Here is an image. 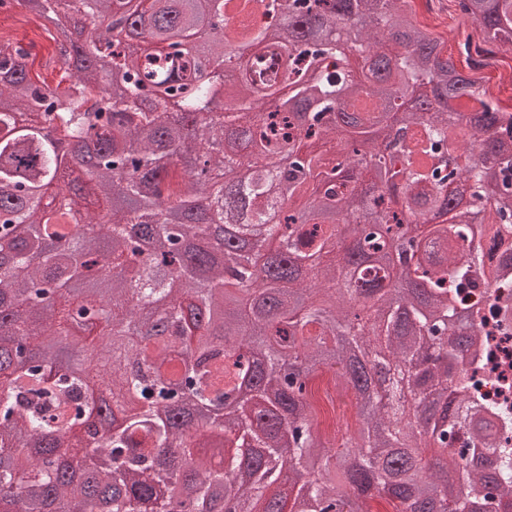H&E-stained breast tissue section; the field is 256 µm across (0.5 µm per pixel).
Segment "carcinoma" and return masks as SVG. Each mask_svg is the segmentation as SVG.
<instances>
[{"label": "carcinoma", "instance_id": "1", "mask_svg": "<svg viewBox=\"0 0 512 512\" xmlns=\"http://www.w3.org/2000/svg\"><path fill=\"white\" fill-rule=\"evenodd\" d=\"M15 2L19 16L40 20L63 75L54 84L34 77L36 38L23 32V46L0 31V254H13L6 269L0 257V379L12 384L0 395V453L14 463L0 472L6 512H148L150 503L153 512H211L218 494L249 501L244 512H373L378 500L385 512L512 508V406L482 392L497 383L485 371L486 317L463 294L490 277L512 286L483 247L512 246V133H501L512 114L487 101L478 79L398 0H246L252 17L279 28L273 35L225 24L231 0H94L90 30L76 7L67 27L43 23L60 0ZM459 6L483 43L512 35V0ZM121 11L132 30L145 15L153 30L123 41L131 62L111 95L108 20ZM202 32L219 64L205 81L183 47ZM272 46L284 68L276 80L257 69ZM226 63L238 71L229 102ZM170 100L181 105L176 121ZM390 115L403 145L390 141L376 166L360 165L373 126ZM46 123L60 142L91 139L96 168L62 162L38 134ZM462 125L477 131L473 142L457 140ZM274 158L288 160L276 175L262 163ZM242 168L250 175L238 185L213 179ZM205 194L216 207L202 213L195 201ZM357 196L365 204L354 212ZM283 199L279 222L261 229ZM70 224L86 225L79 240L45 251L43 241L63 240ZM211 224L225 226L224 264L192 246L169 278L179 244L166 226L196 236ZM135 231L153 258L131 269ZM345 232L354 250L415 258L398 280L424 293L391 287L381 262L336 287L334 242ZM90 253L123 276L83 287ZM259 255L264 269L241 324L251 366L230 371L217 341L226 319L213 312L225 280L251 278ZM130 292L152 298L147 315L126 307ZM101 304L111 312L103 325L90 316ZM356 324L363 334L352 333ZM76 325L99 347L90 385L45 370ZM145 330L155 336L148 348L138 339ZM373 346L401 366L413 394L391 410L358 387ZM279 350L301 356L288 384ZM246 383L247 407L211 432L264 452L196 476L201 449L162 402L189 395L224 410ZM57 429L71 433L63 452ZM98 435L100 457L86 456L85 438ZM324 451L355 464L327 480ZM16 482L25 484L19 497ZM182 485L186 497L165 494Z\"/></svg>", "mask_w": 512, "mask_h": 512}]
</instances>
